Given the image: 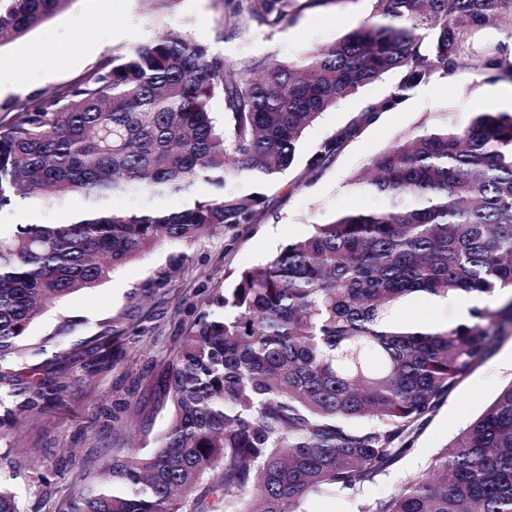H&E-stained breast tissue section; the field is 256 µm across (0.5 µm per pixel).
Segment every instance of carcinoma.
<instances>
[{"label": "carcinoma", "instance_id": "carcinoma-1", "mask_svg": "<svg viewBox=\"0 0 512 512\" xmlns=\"http://www.w3.org/2000/svg\"><path fill=\"white\" fill-rule=\"evenodd\" d=\"M69 0H0V45ZM339 0H224V29L282 28ZM372 18L296 60L228 57L159 32L77 80L0 107V212L52 194L83 198L72 224L0 231V368L45 307L98 287L163 241L255 224L262 188L289 168L304 131L344 98L399 75L308 163L319 174L364 125L433 78L512 81V29L472 38L512 0H374ZM224 111H212L214 99ZM135 187L186 195L181 211L118 213ZM377 209L344 208L240 274L188 327L166 369L173 414L156 448L112 457L72 512H308L354 495L399 461L443 399L512 339V112L399 138L349 181ZM496 295L425 334L390 325L422 295ZM370 417L375 425L350 421ZM359 512H512V383L386 497Z\"/></svg>", "mask_w": 512, "mask_h": 512}]
</instances>
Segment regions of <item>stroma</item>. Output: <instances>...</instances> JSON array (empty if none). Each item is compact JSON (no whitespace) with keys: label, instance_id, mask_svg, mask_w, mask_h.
<instances>
[{"label":"stroma","instance_id":"35a3bbf8","mask_svg":"<svg viewBox=\"0 0 512 512\" xmlns=\"http://www.w3.org/2000/svg\"><path fill=\"white\" fill-rule=\"evenodd\" d=\"M373 11V0H335L304 11L275 34L250 29L220 41L223 0H179L170 10L150 0H68L52 18L0 45V76L7 82L0 105H23L33 93L70 83L102 57L123 54L160 31L192 36L238 58L296 59L356 28ZM397 81V74H387L305 131L292 166L267 193L260 223L210 233L189 245L160 243L116 268L99 287L72 293L42 312L22 342V355L0 381V483L10 486L20 512H70L74 490L103 460L128 448L155 447L173 413L165 366L178 352L185 326L208 297L234 288L239 272L270 260L306 236L312 224L346 206L379 207L380 199L347 188L371 157L401 135L463 121L477 107L512 111V99L498 95L512 90V81L434 79L349 141L321 174L309 173L307 162L320 142ZM164 269L173 275L158 281ZM511 383L512 341L448 394L385 474L358 494L312 500L310 512H358L389 495ZM35 388L50 393L52 402H31Z\"/></svg>","mask_w":512,"mask_h":512}]
</instances>
